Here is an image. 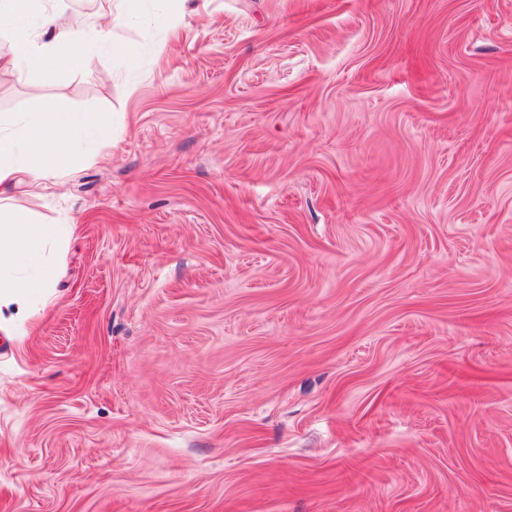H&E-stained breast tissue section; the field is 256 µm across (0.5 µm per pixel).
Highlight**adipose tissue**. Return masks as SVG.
I'll use <instances>...</instances> for the list:
<instances>
[{"instance_id": "adipose-tissue-1", "label": "adipose tissue", "mask_w": 512, "mask_h": 512, "mask_svg": "<svg viewBox=\"0 0 512 512\" xmlns=\"http://www.w3.org/2000/svg\"><path fill=\"white\" fill-rule=\"evenodd\" d=\"M12 37L0 52V68L31 84L50 82L60 65L59 52L75 43L85 54L109 45L111 25L86 29L81 17L58 25L45 0H0V30ZM113 144L112 128L100 117L67 108L15 118L0 127V189L27 179L31 185L60 173L63 157L78 151L101 152ZM73 228L41 224L28 212L0 209V327L27 318L53 293L56 272L47 245H66Z\"/></svg>"}]
</instances>
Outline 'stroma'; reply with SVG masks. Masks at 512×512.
<instances>
[{"label": "stroma", "instance_id": "stroma-1", "mask_svg": "<svg viewBox=\"0 0 512 512\" xmlns=\"http://www.w3.org/2000/svg\"><path fill=\"white\" fill-rule=\"evenodd\" d=\"M113 47L0 119L115 143L0 330V512H512V0H51Z\"/></svg>", "mask_w": 512, "mask_h": 512}]
</instances>
